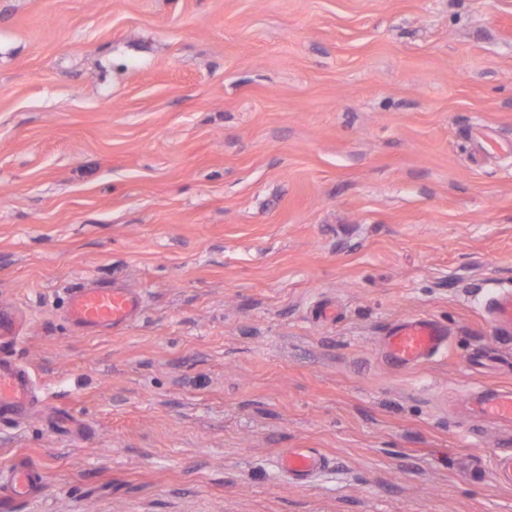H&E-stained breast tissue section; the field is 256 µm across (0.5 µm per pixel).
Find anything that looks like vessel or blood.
<instances>
[{
    "label": "vessel or blood",
    "mask_w": 512,
    "mask_h": 512,
    "mask_svg": "<svg viewBox=\"0 0 512 512\" xmlns=\"http://www.w3.org/2000/svg\"><path fill=\"white\" fill-rule=\"evenodd\" d=\"M139 293L115 286H89L75 289L68 301L67 319L81 334L102 331L120 332L140 313ZM493 320L499 329L512 331V293L493 298ZM27 316L0 310V418L26 417L33 407V382L28 372L10 356L27 324ZM448 336L437 323L427 317L413 318L395 325L384 341L386 357L398 367L422 362L446 347ZM477 412L491 420L512 423V392L492 390L474 402ZM277 465L290 482L304 483L328 465L326 456L316 448H287ZM37 479L35 470L17 464L11 473L10 495L27 496Z\"/></svg>",
    "instance_id": "b4317fda"
}]
</instances>
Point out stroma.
Wrapping results in <instances>:
<instances>
[{
	"mask_svg": "<svg viewBox=\"0 0 512 512\" xmlns=\"http://www.w3.org/2000/svg\"><path fill=\"white\" fill-rule=\"evenodd\" d=\"M95 281L141 292L79 334ZM512 0H0V512H512ZM448 336L396 368L384 338ZM77 420L71 432L56 418ZM318 448L303 484L275 466ZM139 293L115 286L76 288L67 305V319L81 334L112 331L118 333L141 312ZM493 320L502 331H512V293L509 291L491 301ZM28 318L0 310V419L26 417L33 407V382L28 372L9 355ZM447 343L446 331L437 323L417 317L395 325L385 336L384 348L390 363L407 367L436 355ZM476 411L491 420L512 423V392L492 390L483 393L474 401ZM280 471L293 483H306L328 465L318 448H287L278 457ZM37 479V472L26 464H17L11 473L10 496L21 499L27 496Z\"/></svg>",
	"mask_w": 512,
	"mask_h": 512,
	"instance_id": "obj_1",
	"label": "stroma"
}]
</instances>
